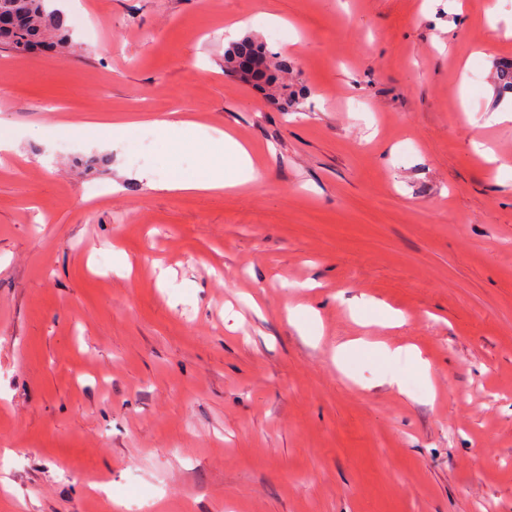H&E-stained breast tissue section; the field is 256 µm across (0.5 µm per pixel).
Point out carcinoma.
Returning a JSON list of instances; mask_svg holds the SVG:
<instances>
[{"instance_id": "cac0c4a2", "label": "carcinoma", "mask_w": 512, "mask_h": 512, "mask_svg": "<svg viewBox=\"0 0 512 512\" xmlns=\"http://www.w3.org/2000/svg\"><path fill=\"white\" fill-rule=\"evenodd\" d=\"M11 4L21 20L19 26L8 20V25L0 26V45L11 51L17 58L40 47H46L66 54L70 42L65 35L66 18L47 10L46 0H0V5ZM241 57L252 60L256 74V85L267 92V98L280 112H300L305 110L308 92L304 87H295L285 80L290 72L288 59H274L272 52L257 38L247 35L232 43L224 51V67L233 70V62ZM499 93L512 94V62L504 61L497 67Z\"/></svg>"}]
</instances>
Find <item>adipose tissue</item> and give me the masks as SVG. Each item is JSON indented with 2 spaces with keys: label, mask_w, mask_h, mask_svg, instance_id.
Segmentation results:
<instances>
[{
  "label": "adipose tissue",
  "mask_w": 512,
  "mask_h": 512,
  "mask_svg": "<svg viewBox=\"0 0 512 512\" xmlns=\"http://www.w3.org/2000/svg\"><path fill=\"white\" fill-rule=\"evenodd\" d=\"M156 127L173 136L181 147L201 154L203 163L193 175H176L159 183V190L176 194H219L259 178V168L246 144L231 132H221L211 143L198 141L193 122L178 114L156 120Z\"/></svg>",
  "instance_id": "1"
}]
</instances>
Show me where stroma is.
I'll return each mask as SVG.
<instances>
[{
  "label": "stroma",
  "instance_id": "35a3bbf8",
  "mask_svg": "<svg viewBox=\"0 0 512 512\" xmlns=\"http://www.w3.org/2000/svg\"><path fill=\"white\" fill-rule=\"evenodd\" d=\"M68 14L66 57L0 52V512H512V0L493 22L484 0ZM240 19L305 111L226 74ZM173 112L233 131L263 179L156 190L199 162L152 126ZM74 119L127 128L104 150ZM299 302L316 316L289 320ZM359 339L416 346L432 377L335 359Z\"/></svg>",
  "mask_w": 512,
  "mask_h": 512
}]
</instances>
